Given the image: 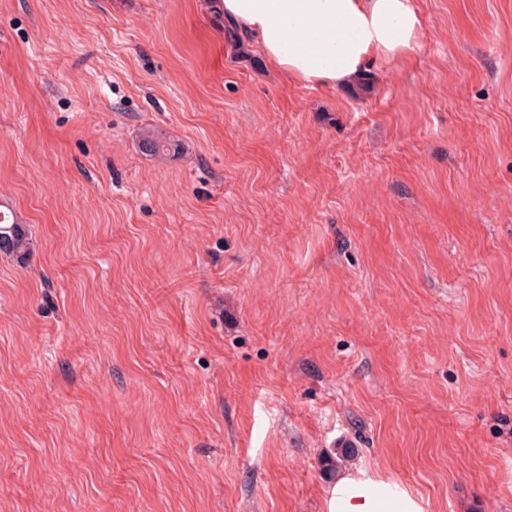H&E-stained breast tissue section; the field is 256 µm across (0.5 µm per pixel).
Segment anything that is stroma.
Masks as SVG:
<instances>
[{
    "label": "stroma",
    "instance_id": "35a3bbf8",
    "mask_svg": "<svg viewBox=\"0 0 512 512\" xmlns=\"http://www.w3.org/2000/svg\"><path fill=\"white\" fill-rule=\"evenodd\" d=\"M418 6L334 89L213 0H0V512H512V0ZM1 225H9L4 224L0 221ZM0 225V249H11L12 251H19L21 249L26 248L28 244L27 239L25 238V232H21L18 229L19 224H10V226H1ZM10 231V233H8ZM364 471L351 473L336 482L330 512H423L420 504L403 490L387 487L376 491L377 484Z\"/></svg>",
    "mask_w": 512,
    "mask_h": 512
}]
</instances>
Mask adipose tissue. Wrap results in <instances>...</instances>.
Here are the masks:
<instances>
[{"label":"adipose tissue","instance_id":"1","mask_svg":"<svg viewBox=\"0 0 512 512\" xmlns=\"http://www.w3.org/2000/svg\"><path fill=\"white\" fill-rule=\"evenodd\" d=\"M217 9L255 40L268 63L313 86L353 83L371 61L414 50L423 35L417 0H216ZM330 512H423L407 492H377L365 475L337 481Z\"/></svg>","mask_w":512,"mask_h":512}]
</instances>
